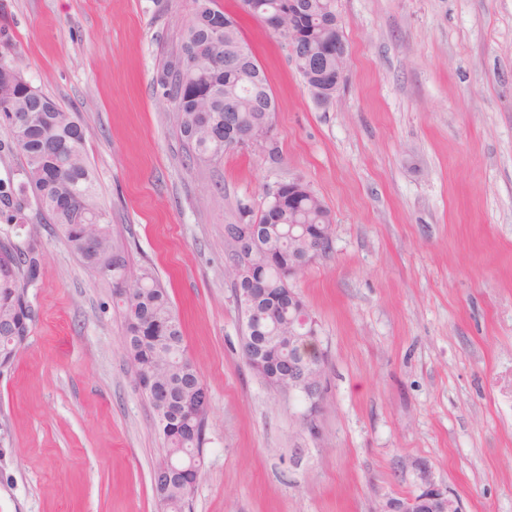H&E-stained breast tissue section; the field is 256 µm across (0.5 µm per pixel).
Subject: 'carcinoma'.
Returning a JSON list of instances; mask_svg holds the SVG:
<instances>
[{
	"instance_id": "1",
	"label": "carcinoma",
	"mask_w": 512,
	"mask_h": 512,
	"mask_svg": "<svg viewBox=\"0 0 512 512\" xmlns=\"http://www.w3.org/2000/svg\"><path fill=\"white\" fill-rule=\"evenodd\" d=\"M239 8L256 18L277 17L288 26V0H237ZM305 6L302 37L291 51L293 62L308 61L317 75L316 86L330 97L336 85L329 79L336 70V57L329 47L342 41L331 24L329 3L336 0H301ZM223 31L215 41L209 32ZM247 51L250 69L239 66L238 48ZM179 53L185 55L188 72L169 84L157 82L161 104L177 113L178 130L199 162L224 157V113L232 111L239 129L271 123L267 112L276 105L268 78L242 36L231 14L215 0H193L192 17L183 31ZM0 127L7 139L0 140L1 155H17L21 165L9 177L0 178V323L10 340L0 339V376L9 373L19 351L32 334L29 287L38 279L41 256L33 244L36 225L27 210L35 201L39 212L58 225L67 242L93 274L112 284V293L122 302L123 345L127 362L150 402L163 441L164 455L157 465L170 464L184 470L203 460L209 402L203 400L204 383L187 354L182 321L166 288L149 265L128 271V255L116 246L108 214L95 202V173L85 155L87 128L77 113L64 110L33 86L14 65L0 56ZM278 198L266 200L249 224H228L242 241L238 255L242 276L239 287L250 282L278 292L292 288L288 281V247L305 242L288 240V225L313 228L332 223L329 210L319 197L302 192L288 204V183L277 185ZM66 199L70 208L52 210V202ZM25 232L26 247L12 240ZM288 309L274 304L262 313L260 324L245 323L242 356L272 391L284 386L282 361L288 359ZM195 486L188 479L174 478L163 498L165 512H184Z\"/></svg>"
}]
</instances>
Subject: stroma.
Returning a JSON list of instances; mask_svg holds the SVG:
<instances>
[{
	"label": "stroma",
	"instance_id": "stroma-1",
	"mask_svg": "<svg viewBox=\"0 0 512 512\" xmlns=\"http://www.w3.org/2000/svg\"><path fill=\"white\" fill-rule=\"evenodd\" d=\"M217 2L269 76L279 164L193 162L160 105L192 0H0V53L88 128L114 242L184 322L210 396L190 512H373L415 491L418 463L464 512H512V0H337L350 61L326 106L285 44ZM292 179L334 221L296 283L326 358L314 436L241 357L224 239ZM29 215L42 267L0 376V512H160L162 440L112 287Z\"/></svg>",
	"mask_w": 512,
	"mask_h": 512
}]
</instances>
